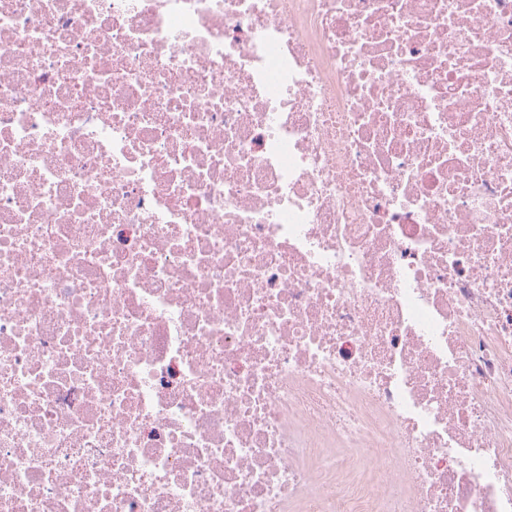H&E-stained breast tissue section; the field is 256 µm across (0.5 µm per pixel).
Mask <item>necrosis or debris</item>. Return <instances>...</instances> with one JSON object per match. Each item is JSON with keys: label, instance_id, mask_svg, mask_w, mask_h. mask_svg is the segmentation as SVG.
Here are the masks:
<instances>
[{"label": "necrosis or debris", "instance_id": "1", "mask_svg": "<svg viewBox=\"0 0 512 512\" xmlns=\"http://www.w3.org/2000/svg\"><path fill=\"white\" fill-rule=\"evenodd\" d=\"M0 512H512V0H0Z\"/></svg>", "mask_w": 512, "mask_h": 512}]
</instances>
